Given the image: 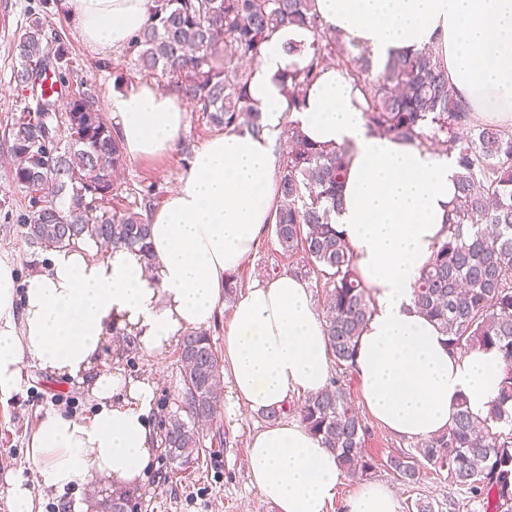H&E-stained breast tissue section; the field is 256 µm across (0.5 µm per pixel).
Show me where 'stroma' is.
Here are the masks:
<instances>
[{
	"label": "stroma",
	"mask_w": 512,
	"mask_h": 512,
	"mask_svg": "<svg viewBox=\"0 0 512 512\" xmlns=\"http://www.w3.org/2000/svg\"><path fill=\"white\" fill-rule=\"evenodd\" d=\"M45 20L46 31L62 39L70 53V66L63 85L90 89L101 108H108L112 96L132 85L151 83L169 90L167 79L140 73L132 66L126 48L97 52L81 40L65 0H0V254L17 263L19 277H26L42 255L22 237L19 226L29 210L30 195L12 178L11 141L7 130L22 113L35 110L36 101L17 85L14 75L20 67L15 42L30 16ZM216 129L196 107H189L187 126L177 150L169 156L126 160L117 185L125 205L143 217H151L175 188L186 170L193 151ZM301 254H284L273 227H266L254 255L236 273L237 291L245 293L255 281L293 273L302 266ZM107 366L122 369L127 376L154 381L156 385L155 425L173 414L181 399L180 362L177 345L162 354L148 356L136 344L108 338L104 346ZM330 378L345 384L367 427L365 450L376 464L374 481L392 486L408 512L417 499L431 501L435 512H482L478 502L451 485L432 466L420 467L417 482L408 483L390 467V459L412 451L415 440L393 434L367 411L360 396L353 367L331 366ZM62 409L84 415L93 404L77 383L56 377L32 362H24L17 391L0 400V512H11L8 487L15 480L32 486L37 512H73L75 493L59 494L36 488L34 471L26 458L28 440L45 412ZM225 439L206 436L198 460L178 467L169 463L164 450H156L153 465L141 484L133 489L138 512H274L261 505L247 471V445L253 434L264 428L259 414L222 415Z\"/></svg>",
	"instance_id": "35a3bbf8"
}]
</instances>
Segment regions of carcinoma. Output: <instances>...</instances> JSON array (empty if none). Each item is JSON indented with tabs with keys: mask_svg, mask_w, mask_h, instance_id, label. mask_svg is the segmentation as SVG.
Returning a JSON list of instances; mask_svg holds the SVG:
<instances>
[{
	"mask_svg": "<svg viewBox=\"0 0 512 512\" xmlns=\"http://www.w3.org/2000/svg\"><path fill=\"white\" fill-rule=\"evenodd\" d=\"M285 26L313 33L308 64L288 67L281 83L292 107L330 62L356 86L368 127L383 136L455 157L459 205L433 257L422 267L414 292L419 313L448 338L453 352L495 349L503 361L500 394L483 418L463 400L447 431L421 442L413 453L390 460L401 478L415 483L418 459L494 512H512V130L477 123L448 82L441 59L429 50L397 53L380 71L371 56L355 55L320 19L316 0H148V21L128 42L139 72L161 74L221 129L245 124L264 130L251 102L252 66L262 59L270 35ZM15 51L16 80L38 74L49 56L59 68L70 57L63 42L46 40L45 21L30 18ZM64 111L44 99L9 128L16 163L13 180L31 194V210L19 225L33 246L63 247L84 236L149 254L150 227L130 210L99 209L93 202L118 194L114 173L124 163L119 139L101 107L68 94ZM69 133L61 144V126ZM287 149L277 171L275 234L288 253L302 251L308 270L326 281L323 313L327 352L340 365L352 363L359 336L373 311L347 244L333 227L341 203L350 150L306 139L295 121L284 127ZM183 404L187 419L169 416L161 444L170 463L184 466L203 447L201 425L220 432L224 401L223 361L209 336L188 332L180 341ZM300 421L336 452L353 479H368L376 461L364 451L366 427L349 393L336 380L304 399ZM99 512H135L129 495L97 502Z\"/></svg>",
	"mask_w": 512,
	"mask_h": 512,
	"instance_id": "1",
	"label": "carcinoma"
}]
</instances>
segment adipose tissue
Instances as JSON below:
<instances>
[{
  "label": "adipose tissue",
  "mask_w": 512,
  "mask_h": 512,
  "mask_svg": "<svg viewBox=\"0 0 512 512\" xmlns=\"http://www.w3.org/2000/svg\"><path fill=\"white\" fill-rule=\"evenodd\" d=\"M66 4L96 51L122 47L148 18V0ZM316 8L327 27L377 63L434 48L475 119L512 128V0H316ZM312 40L297 27L270 37L250 84L264 132L232 127L194 150L177 188L150 218L151 257L83 237L50 250L45 266L21 282L13 258L0 255V396L17 389L29 359L76 381L96 402L83 416L45 413L26 454L38 486L63 493L103 480L124 491L143 479L159 445L156 386L107 368L106 339L122 330L150 356L186 331L210 326L226 277L251 257L273 221L275 138L289 118L310 140L350 150L334 227L375 298L353 362L371 415L396 434L423 440L448 429L460 401L482 417L498 396L500 354L449 351L414 306L420 270L452 217L453 157L373 134L359 90L333 66L312 85L305 107L291 110L280 75L308 57L285 48ZM110 115L132 159L171 154L187 120L182 99L150 83L113 95ZM224 367L234 412L278 411L325 387V323L305 280L285 274L248 289L224 332ZM247 458L251 484L275 512H327L346 477L335 453L294 419L253 435ZM398 510L395 490L382 483L362 484L348 507Z\"/></svg>",
  "instance_id": "obj_1"
}]
</instances>
